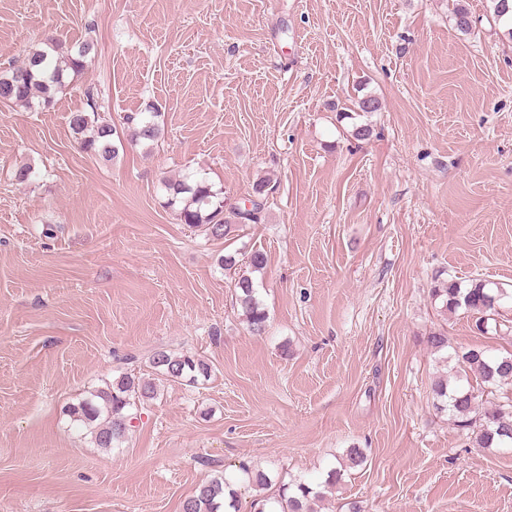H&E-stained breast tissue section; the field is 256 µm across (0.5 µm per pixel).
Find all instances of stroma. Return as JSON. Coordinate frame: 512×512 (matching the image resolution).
Here are the masks:
<instances>
[{
  "label": "stroma",
  "mask_w": 512,
  "mask_h": 512,
  "mask_svg": "<svg viewBox=\"0 0 512 512\" xmlns=\"http://www.w3.org/2000/svg\"><path fill=\"white\" fill-rule=\"evenodd\" d=\"M466 3L468 34L450 0H0V72L49 36L94 45L51 108L0 104V512H182L219 471L320 482L352 446L321 512H512V450L474 447L431 390L432 333L512 351L431 299L512 289V37ZM88 86L118 127L157 107L161 137L82 151ZM363 95L380 111L354 115ZM200 170L231 207L269 178L260 222L181 224L160 182ZM253 251L261 335L217 264ZM161 349L209 379L155 377L121 447L83 438L66 408Z\"/></svg>",
  "instance_id": "1"
}]
</instances>
